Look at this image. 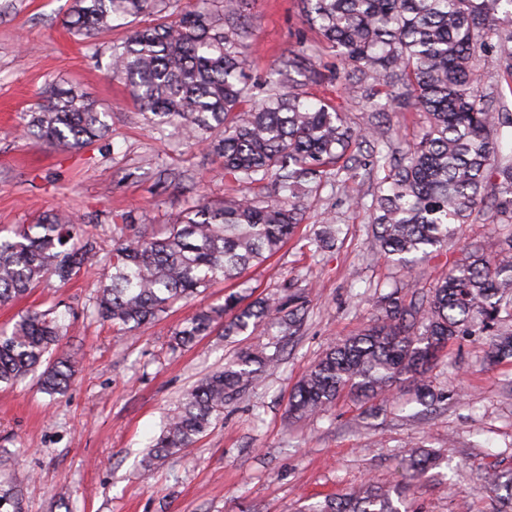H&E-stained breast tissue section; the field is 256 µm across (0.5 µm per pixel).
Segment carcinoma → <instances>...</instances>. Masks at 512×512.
I'll return each mask as SVG.
<instances>
[{
	"label": "carcinoma",
	"instance_id": "carcinoma-1",
	"mask_svg": "<svg viewBox=\"0 0 512 512\" xmlns=\"http://www.w3.org/2000/svg\"><path fill=\"white\" fill-rule=\"evenodd\" d=\"M209 7L183 11L176 0H74V33L89 40L123 20L129 35L113 47L111 77L123 79L151 130L203 143L221 159L239 192L211 204L199 202L164 232L112 225L105 255L79 220L52 212L38 223L0 234V304L12 303L55 277L64 283L95 267L107 270L92 314L126 332L141 328L176 302L219 280L237 278L277 253L293 238L304 201L362 163L383 174L371 204H352L371 217L372 248L402 266L437 255L448 238L474 217L488 214L505 231L493 255L472 252L448 263L426 292L405 302L392 292L381 314L360 333L330 345L298 382L290 415L305 419L329 411L343 393L369 402L413 382L416 400L434 401L427 374L440 350L460 336L492 337L488 361L512 357V153L500 144L512 135V111L503 90L485 98L480 64L495 63L512 93V0H299L303 21L323 47L350 69L342 91L382 113L404 97L421 112L425 127L405 151L394 147L377 120L348 127L343 106L305 100L293 56L279 60L264 79L266 94L252 95L246 45L238 25L242 0H205ZM169 14L156 23L139 17L160 5ZM105 113L84 93L54 89L24 114L21 136L42 144L79 149L105 137ZM273 194L250 191L265 183ZM336 227L326 222L309 245H334ZM300 291L270 295L246 306L234 293L201 309L176 333L187 347L215 328L234 336L276 324L283 336L299 333L307 313ZM66 334L51 312L20 316L0 331V383L38 374L42 390L60 393L71 384L75 360L59 354ZM275 352L244 350L224 369L203 378L170 415L150 458L191 447L212 427L224 406L240 395L256 372L275 365ZM413 484L438 465L437 454L416 449L402 461ZM492 512H512V467L484 477ZM299 512H411L405 491L367 481Z\"/></svg>",
	"mask_w": 512,
	"mask_h": 512
}]
</instances>
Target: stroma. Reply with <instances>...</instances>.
Instances as JSON below:
<instances>
[{"label": "stroma", "mask_w": 512, "mask_h": 512, "mask_svg": "<svg viewBox=\"0 0 512 512\" xmlns=\"http://www.w3.org/2000/svg\"><path fill=\"white\" fill-rule=\"evenodd\" d=\"M73 0H0V229L31 224L65 209L83 220L104 250L112 227L173 223L197 199L231 194L234 184L206 148L178 136L157 139L125 84L109 75L111 48L126 29L86 42L66 26ZM247 72L262 82L282 57L302 53L310 98L336 96L342 66L317 45L297 0H243ZM74 86L107 113V138L74 150L40 145L16 132L21 113L51 85ZM370 197L376 183L358 172L349 188L324 187L296 235L266 262L232 283L216 282L175 303L161 319L126 333L89 317L97 279L50 280L0 306V330L19 314L57 306L67 325L63 348L79 371L62 394L41 392L35 378L0 385V489L22 491V512H59L71 492L73 512H297L359 486L365 479L401 486L409 445L440 451L445 462L407 495L414 512H490L486 472L512 467V360L487 369L483 336L450 342L431 373L440 399L412 403V383L393 402L368 406L342 396L328 413L298 420L288 397L329 342L356 334L381 297L428 288L451 260L499 241L488 221L464 225L441 255L404 270L372 252L368 213L351 206L348 189ZM341 232L331 252L312 255L305 242L324 216ZM297 279L310 300L299 336L279 366L257 377L209 433L182 453L149 460V446L184 395L234 352L263 347L274 331L238 336L215 330L191 346L173 336L199 309L236 292L245 302L281 292Z\"/></svg>", "instance_id": "obj_1"}]
</instances>
